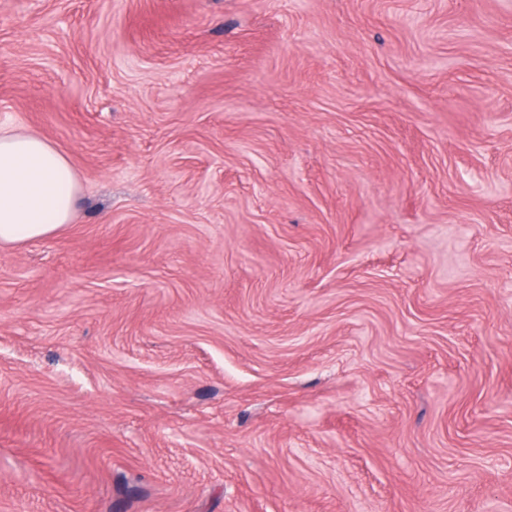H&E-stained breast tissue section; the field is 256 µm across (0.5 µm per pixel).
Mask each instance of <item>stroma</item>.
I'll return each mask as SVG.
<instances>
[{"instance_id":"stroma-1","label":"stroma","mask_w":512,"mask_h":512,"mask_svg":"<svg viewBox=\"0 0 512 512\" xmlns=\"http://www.w3.org/2000/svg\"><path fill=\"white\" fill-rule=\"evenodd\" d=\"M0 512H512V0H0ZM79 184L66 156L33 132L0 129V243L56 235L72 224Z\"/></svg>"}]
</instances>
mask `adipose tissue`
Instances as JSON below:
<instances>
[{"label": "adipose tissue", "mask_w": 512, "mask_h": 512, "mask_svg": "<svg viewBox=\"0 0 512 512\" xmlns=\"http://www.w3.org/2000/svg\"><path fill=\"white\" fill-rule=\"evenodd\" d=\"M79 184L66 156L33 132L0 130V243L56 235L71 224Z\"/></svg>", "instance_id": "obj_1"}]
</instances>
